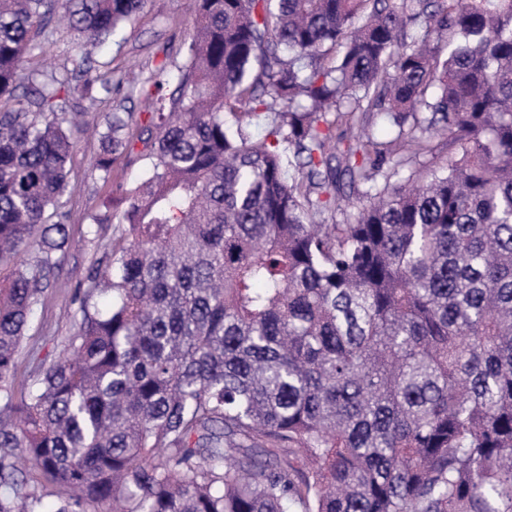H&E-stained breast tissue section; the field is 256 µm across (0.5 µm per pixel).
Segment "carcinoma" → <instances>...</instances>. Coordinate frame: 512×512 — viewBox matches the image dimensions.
<instances>
[{
    "mask_svg": "<svg viewBox=\"0 0 512 512\" xmlns=\"http://www.w3.org/2000/svg\"><path fill=\"white\" fill-rule=\"evenodd\" d=\"M147 3L0 0V512H44L25 464L54 512H512V0H194L183 64L115 82L88 47ZM114 95L93 172L144 178L18 398L71 131ZM54 43L46 46L43 55V64L47 70L59 69L63 66L66 55L71 47L69 36L65 30L58 29V33L53 38ZM26 478L29 484L43 495V501L48 508H52L61 497H65L64 492L48 481L37 469L28 470Z\"/></svg>",
    "mask_w": 512,
    "mask_h": 512,
    "instance_id": "cac0c4a2",
    "label": "carcinoma"
}]
</instances>
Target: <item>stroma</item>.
<instances>
[{
    "instance_id": "35a3bbf8",
    "label": "stroma",
    "mask_w": 512,
    "mask_h": 512,
    "mask_svg": "<svg viewBox=\"0 0 512 512\" xmlns=\"http://www.w3.org/2000/svg\"><path fill=\"white\" fill-rule=\"evenodd\" d=\"M194 18L193 0H149L141 17L112 43L98 47L94 58L100 70L119 76L147 60L165 59L170 65H180L178 45L191 33ZM75 141L68 164L70 190L61 199L62 207L70 214L72 246L57 272V287L47 289L27 331V345L38 347L41 360L47 363L62 353L65 338L71 332L77 282L102 256L84 239L88 215L108 201L113 183L129 181L137 175L135 167L120 159L112 168L110 182L95 178L92 164L99 152L96 136L81 132Z\"/></svg>"
}]
</instances>
